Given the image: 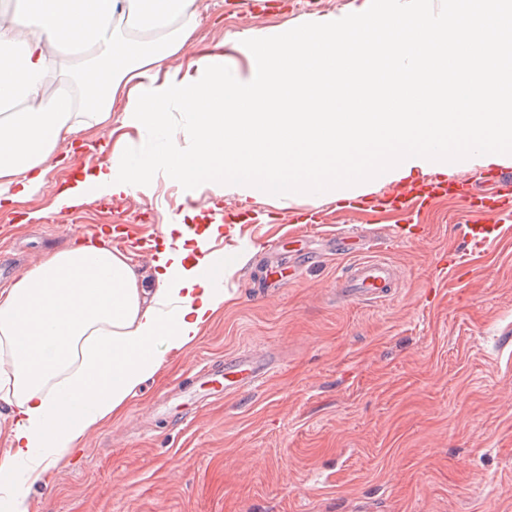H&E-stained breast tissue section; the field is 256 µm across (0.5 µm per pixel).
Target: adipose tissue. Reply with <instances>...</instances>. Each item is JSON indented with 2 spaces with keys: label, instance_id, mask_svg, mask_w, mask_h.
<instances>
[{
  "label": "adipose tissue",
  "instance_id": "ef3b65f1",
  "mask_svg": "<svg viewBox=\"0 0 512 512\" xmlns=\"http://www.w3.org/2000/svg\"><path fill=\"white\" fill-rule=\"evenodd\" d=\"M198 0H18L0 11V208L39 195L77 136L98 129L69 181L112 166L114 113L136 85L191 67ZM221 224L163 226L155 279L129 256L84 239L45 256L0 290V404L13 420L0 448V512H30L28 492L66 452L117 415L164 355L188 348L224 307L208 275Z\"/></svg>",
  "mask_w": 512,
  "mask_h": 512
}]
</instances>
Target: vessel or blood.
I'll return each instance as SVG.
<instances>
[{"label": "vessel or blood", "instance_id": "b4317fda", "mask_svg": "<svg viewBox=\"0 0 512 512\" xmlns=\"http://www.w3.org/2000/svg\"><path fill=\"white\" fill-rule=\"evenodd\" d=\"M440 196L466 197L477 212L485 216L482 224H467L463 235L472 251H482L504 232L501 216L512 218V177L498 173L480 182H460L433 178L420 184L394 187L380 197L353 194L342 198L343 210L360 212L375 206L402 209L423 205ZM397 271L388 262L368 257L351 263L342 279V295L350 301L384 302L397 286ZM275 360L264 349L251 347L243 351L200 363L195 372L198 390L185 393L189 404H200L212 396L211 384H219L221 394L231 396L262 383L270 374Z\"/></svg>", "mask_w": 512, "mask_h": 512}]
</instances>
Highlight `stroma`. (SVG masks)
Wrapping results in <instances>:
<instances>
[{
	"label": "stroma",
	"mask_w": 512,
	"mask_h": 512,
	"mask_svg": "<svg viewBox=\"0 0 512 512\" xmlns=\"http://www.w3.org/2000/svg\"><path fill=\"white\" fill-rule=\"evenodd\" d=\"M202 2L195 45L225 44L241 73L251 64L244 40L370 4ZM71 174L55 167L38 197L0 212V264L11 278L71 236L96 239L114 226L137 241L128 255L151 278L145 244L190 210L222 221L235 244L224 252L223 309L120 417L30 489L32 512H512V408L503 400L512 390V233L470 253L460 226L477 215L460 198L350 213L324 194L243 202L164 181L77 206L81 224L24 222ZM300 210L317 212L319 237L293 221ZM343 234L358 246L374 240L373 255L396 267L390 300L337 293L349 259L324 241ZM454 251L470 262L443 278L442 258ZM252 345L280 359L264 385L156 414L170 390L195 386L200 359Z\"/></svg>",
	"instance_id": "stroma-1"
}]
</instances>
